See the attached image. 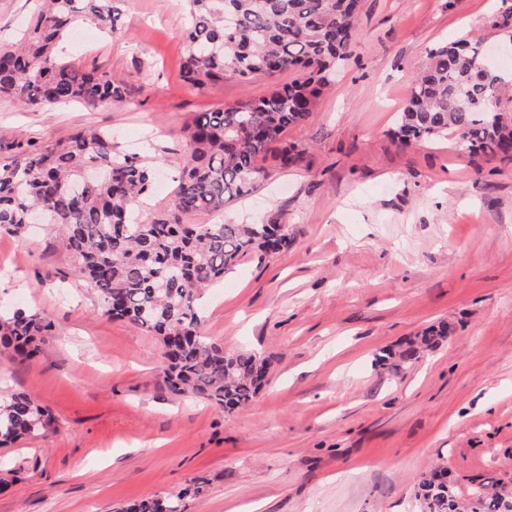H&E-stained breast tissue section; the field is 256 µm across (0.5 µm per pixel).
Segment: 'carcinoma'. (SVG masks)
I'll return each mask as SVG.
<instances>
[{"mask_svg": "<svg viewBox=\"0 0 512 512\" xmlns=\"http://www.w3.org/2000/svg\"><path fill=\"white\" fill-rule=\"evenodd\" d=\"M117 0H43L19 42L0 47V95L41 109L75 102L123 100L124 85L95 69L65 61L58 44L77 18L115 28ZM182 77L203 89L228 78L248 81L292 71L295 78L267 95L201 112L185 128L184 161L169 204L147 222L133 214L150 195L157 156L148 162L118 149L112 136L82 130L65 141L18 143L0 157V232H25L38 214L58 232L73 275L99 294L103 312L159 339L164 375L172 391L191 394L226 411L247 406L268 375V359L253 352L227 353L203 336L205 290L224 279L248 254L288 251L286 224H188L189 216L215 213L257 191L269 172L295 167L303 150L281 141L289 127L310 119L336 70L350 59L362 0H186ZM492 27L512 45V4ZM486 45L460 35L428 51L397 120L402 145L428 141L452 129L472 157L512 159V66L481 68ZM91 166L99 178L75 195L70 186ZM52 330L37 312L0 313V356H32ZM448 335L445 325L425 329L390 358L413 361ZM51 413L25 393L0 397V447L49 431ZM444 468L417 479L422 512H461L452 488L435 481ZM187 486L165 499L145 498L123 512H184ZM469 512H512V498L483 484Z\"/></svg>", "mask_w": 512, "mask_h": 512, "instance_id": "1", "label": "carcinoma"}]
</instances>
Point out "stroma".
<instances>
[{"label": "stroma", "mask_w": 512, "mask_h": 512, "mask_svg": "<svg viewBox=\"0 0 512 512\" xmlns=\"http://www.w3.org/2000/svg\"><path fill=\"white\" fill-rule=\"evenodd\" d=\"M500 0H363L349 65L311 119L267 159L262 190L194 224L288 225V252L244 257L203 302L225 351L267 357L268 381L231 412L173 393L157 337L104 315L42 229L0 233V308L53 325L38 354L0 358V395L27 393L56 420L0 448V512H117L193 482L187 512H418V475L443 466L459 500L512 493V159H477L456 133L402 146L390 134L412 75L438 41H495ZM37 0H0V46ZM116 34L80 21L60 44L75 66L124 81L123 102L29 109L0 97V146L111 132L165 157L161 209L200 112L265 96L277 79L204 90L180 73L183 0H120ZM448 335L411 364L379 366L424 329Z\"/></svg>", "instance_id": "obj_1"}]
</instances>
